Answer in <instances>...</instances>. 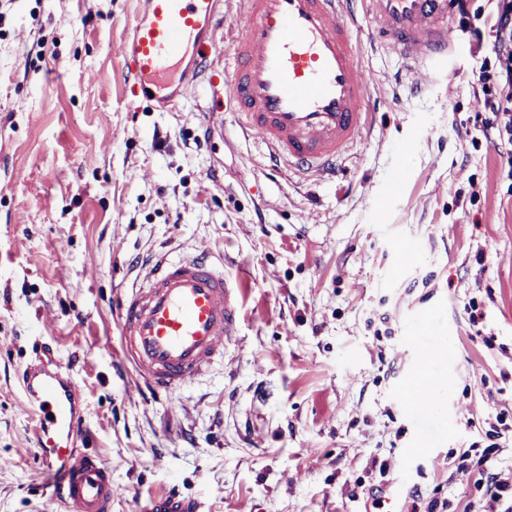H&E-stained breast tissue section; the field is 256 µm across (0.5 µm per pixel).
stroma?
Masks as SVG:
<instances>
[{
	"label": "stroma",
	"mask_w": 512,
	"mask_h": 512,
	"mask_svg": "<svg viewBox=\"0 0 512 512\" xmlns=\"http://www.w3.org/2000/svg\"><path fill=\"white\" fill-rule=\"evenodd\" d=\"M138 4L0 0V512H59L19 381L46 350L82 387L77 446L111 468L112 512L174 485L205 512H365L396 480L487 512L512 476V167L475 123L468 33L421 94L358 35L382 75L370 131L307 181L267 168L233 112L207 134L206 98L130 107L113 47ZM201 248L237 279L239 334L158 395L119 353L114 301ZM411 320L445 388L427 433L399 399Z\"/></svg>",
	"instance_id": "1"
}]
</instances>
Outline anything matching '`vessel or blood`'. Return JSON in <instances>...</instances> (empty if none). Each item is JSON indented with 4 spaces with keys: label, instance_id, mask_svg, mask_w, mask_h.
Wrapping results in <instances>:
<instances>
[{
    "label": "vessel or blood",
    "instance_id": "vessel-or-blood-1",
    "mask_svg": "<svg viewBox=\"0 0 512 512\" xmlns=\"http://www.w3.org/2000/svg\"><path fill=\"white\" fill-rule=\"evenodd\" d=\"M231 44L216 36L221 0H142L132 32L114 48L133 104L197 95L207 62L230 61L225 80L211 78L210 111L232 104L239 125L262 140L274 164L320 177L368 129L370 90L378 75L357 59L355 32L400 57L412 86L426 90L453 51L451 0H239ZM117 306L124 359L155 392L194 382L238 334L234 281L199 256L160 257ZM35 409L34 446L55 473L51 501L65 512H111L119 489L99 458L79 451L81 389L58 362L37 359L20 373ZM400 399L428 429L437 392L427 372ZM178 489L153 499L149 512H201Z\"/></svg>",
    "mask_w": 512,
    "mask_h": 512
}]
</instances>
